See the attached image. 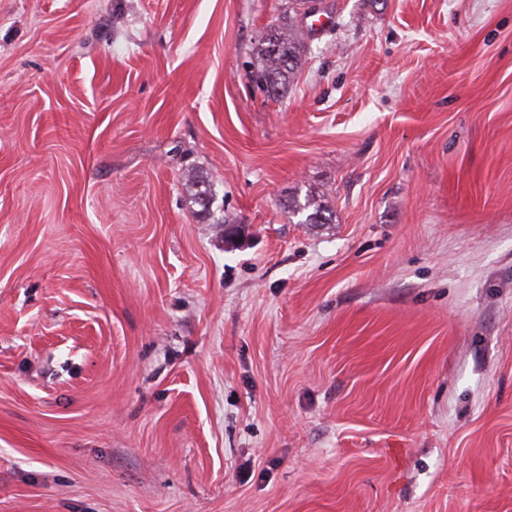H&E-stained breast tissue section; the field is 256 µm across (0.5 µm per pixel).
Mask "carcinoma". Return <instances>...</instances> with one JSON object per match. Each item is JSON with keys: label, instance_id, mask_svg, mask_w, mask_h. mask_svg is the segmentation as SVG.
Segmentation results:
<instances>
[{"label": "carcinoma", "instance_id": "carcinoma-1", "mask_svg": "<svg viewBox=\"0 0 512 512\" xmlns=\"http://www.w3.org/2000/svg\"><path fill=\"white\" fill-rule=\"evenodd\" d=\"M305 0H288V19L270 27L261 39L256 53V70L252 78L268 91L279 92L301 65L306 44L300 25L301 9ZM312 209L305 219L307 224H327L331 221L326 210L315 199H309L303 209Z\"/></svg>", "mask_w": 512, "mask_h": 512}]
</instances>
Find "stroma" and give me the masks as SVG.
I'll return each instance as SVG.
<instances>
[{
    "instance_id": "obj_1",
    "label": "stroma",
    "mask_w": 512,
    "mask_h": 512,
    "mask_svg": "<svg viewBox=\"0 0 512 512\" xmlns=\"http://www.w3.org/2000/svg\"><path fill=\"white\" fill-rule=\"evenodd\" d=\"M286 3L0 0V512H512V0ZM305 0H288V19L270 27L261 39L256 53V70L252 78L267 91L279 92L301 65L306 44L300 25L301 9ZM277 44L280 51L272 46Z\"/></svg>"
}]
</instances>
